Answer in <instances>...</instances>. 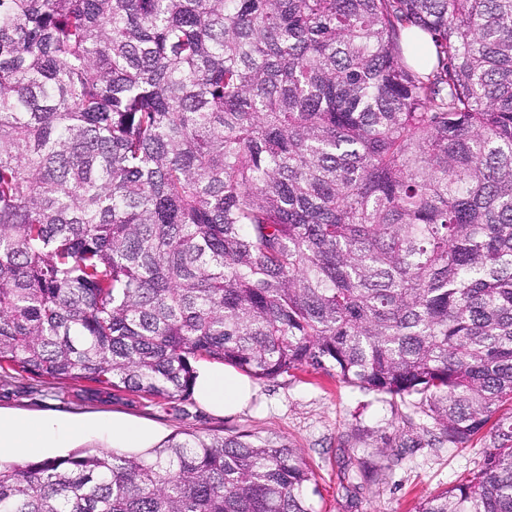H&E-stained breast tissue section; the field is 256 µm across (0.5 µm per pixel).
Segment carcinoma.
<instances>
[{
	"label": "carcinoma",
	"mask_w": 512,
	"mask_h": 512,
	"mask_svg": "<svg viewBox=\"0 0 512 512\" xmlns=\"http://www.w3.org/2000/svg\"><path fill=\"white\" fill-rule=\"evenodd\" d=\"M199 360L487 427L416 512H512V0H0V382L169 402ZM313 480L185 432L0 463V512H314Z\"/></svg>",
	"instance_id": "cac0c4a2"
}]
</instances>
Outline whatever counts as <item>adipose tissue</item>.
<instances>
[{
	"label": "adipose tissue",
	"instance_id": "1",
	"mask_svg": "<svg viewBox=\"0 0 512 512\" xmlns=\"http://www.w3.org/2000/svg\"><path fill=\"white\" fill-rule=\"evenodd\" d=\"M193 394L200 404L226 414L245 407L253 395V387L248 378L224 365L201 361L196 365ZM85 428V423L59 417L19 419L0 415V453L21 455L50 448Z\"/></svg>",
	"mask_w": 512,
	"mask_h": 512
}]
</instances>
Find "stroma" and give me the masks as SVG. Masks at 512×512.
Masks as SVG:
<instances>
[{"instance_id":"obj_1","label":"stroma","mask_w":512,"mask_h":512,"mask_svg":"<svg viewBox=\"0 0 512 512\" xmlns=\"http://www.w3.org/2000/svg\"><path fill=\"white\" fill-rule=\"evenodd\" d=\"M242 411L220 415L194 397L157 402L128 393L58 398L50 384L0 382V413L55 414L72 420L128 419L151 426L158 440L184 431L273 436L301 449L316 477L315 512H413L423 499L461 483L483 462L480 440L449 443L415 399L340 382L310 367L257 379Z\"/></svg>"}]
</instances>
